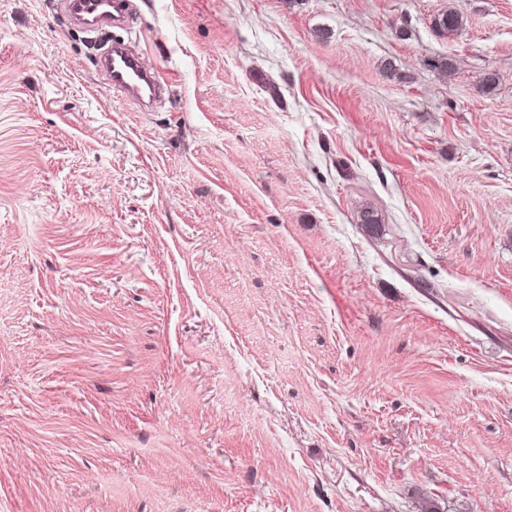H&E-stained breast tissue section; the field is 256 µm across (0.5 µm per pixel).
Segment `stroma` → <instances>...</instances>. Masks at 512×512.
Masks as SVG:
<instances>
[{"instance_id": "35a3bbf8", "label": "stroma", "mask_w": 512, "mask_h": 512, "mask_svg": "<svg viewBox=\"0 0 512 512\" xmlns=\"http://www.w3.org/2000/svg\"><path fill=\"white\" fill-rule=\"evenodd\" d=\"M133 5L0 0V512H512V0ZM68 14L87 31H94L107 20L115 22L122 14L124 0H64ZM432 27L441 36H451L462 30L464 17L456 8L448 6L434 16ZM99 69L112 90L146 110L165 91V80L144 66L138 52L125 44H114L99 58Z\"/></svg>"}]
</instances>
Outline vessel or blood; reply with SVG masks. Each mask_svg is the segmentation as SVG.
<instances>
[{
    "label": "vessel or blood",
    "mask_w": 512,
    "mask_h": 512,
    "mask_svg": "<svg viewBox=\"0 0 512 512\" xmlns=\"http://www.w3.org/2000/svg\"><path fill=\"white\" fill-rule=\"evenodd\" d=\"M124 0H64L68 14L86 30H95L107 20H118ZM99 69L113 90L148 109L165 91V80L146 68L138 52L124 44L113 45L99 59Z\"/></svg>",
    "instance_id": "1"
}]
</instances>
